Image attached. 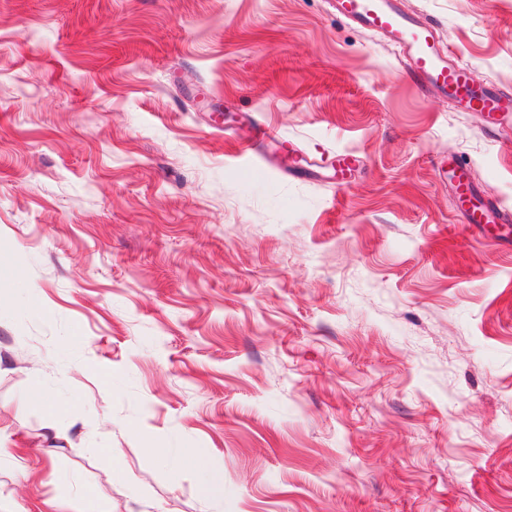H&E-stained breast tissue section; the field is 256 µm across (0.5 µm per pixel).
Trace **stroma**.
Returning <instances> with one entry per match:
<instances>
[{
    "label": "stroma",
    "mask_w": 512,
    "mask_h": 512,
    "mask_svg": "<svg viewBox=\"0 0 512 512\" xmlns=\"http://www.w3.org/2000/svg\"><path fill=\"white\" fill-rule=\"evenodd\" d=\"M403 2L512 95V0ZM483 125L328 0H0V512H512ZM455 178L453 189L457 199L456 211L463 217L466 224H510L509 215L494 203L482 200L470 178L469 171L462 170L459 174L452 168Z\"/></svg>",
    "instance_id": "35a3bbf8"
}]
</instances>
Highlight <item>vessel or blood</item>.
Returning <instances> with one entry per match:
<instances>
[{
  "mask_svg": "<svg viewBox=\"0 0 512 512\" xmlns=\"http://www.w3.org/2000/svg\"><path fill=\"white\" fill-rule=\"evenodd\" d=\"M400 0H334V9L351 24L388 39L399 51L406 71L421 88L447 95L462 112L482 114L496 123L512 111V99L491 88L476 86L469 67L452 49L444 47L436 28L415 21L399 6ZM456 210L469 224H507V215L494 203L482 200L469 171L455 176Z\"/></svg>",
  "mask_w": 512,
  "mask_h": 512,
  "instance_id": "1",
  "label": "vessel or blood"
}]
</instances>
